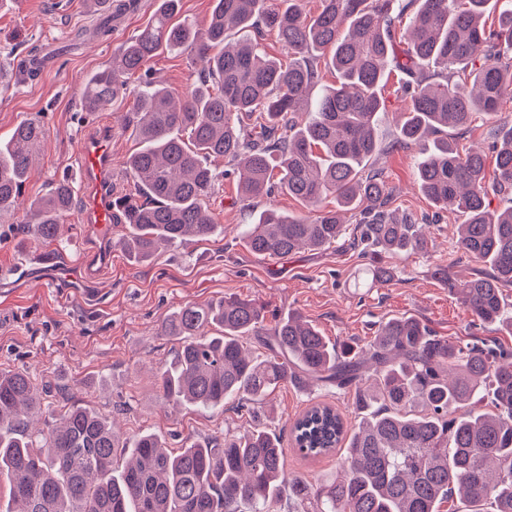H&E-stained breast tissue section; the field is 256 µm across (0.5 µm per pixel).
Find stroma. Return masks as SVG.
Wrapping results in <instances>:
<instances>
[{
	"instance_id": "stroma-1",
	"label": "stroma",
	"mask_w": 512,
	"mask_h": 512,
	"mask_svg": "<svg viewBox=\"0 0 512 512\" xmlns=\"http://www.w3.org/2000/svg\"><path fill=\"white\" fill-rule=\"evenodd\" d=\"M155 0L113 15L108 35L93 33L96 19L85 0H0V139L8 140L22 120L37 119L45 138L35 154L22 203L46 196L54 183L78 164L76 147L95 124L112 127V189L120 196L137 189L123 162L140 149L133 128L124 124L129 110L118 99L97 112L81 106L88 77L105 66L113 50L152 18ZM155 80L184 89L197 64L177 51L161 52L151 63ZM392 192L391 211L429 217L425 252L395 258L389 283L359 286L371 262L370 250L355 247L350 236L317 250L287 256H259L238 233L253 212L275 204L302 215L305 207L288 195L242 203L235 178L219 180L209 205L223 229L206 240L163 248L148 263L134 262L117 244L124 225H113L108 238L78 224L82 193H75L64 216L63 247L42 245L14 219L0 220V370L27 371L37 385L50 388L55 407L81 406L112 419L128 436L144 431L162 437L170 449L185 439L223 438L263 423L281 438L286 476L311 481L341 471L340 455L311 459L294 448L290 428L311 404L335 407L354 425L355 396L310 383L283 384L253 412L236 403L221 409L172 407L157 385V375L178 346L161 335L169 314L191 302L204 305L234 295L264 304L284 316L298 312L313 320L330 341L366 344L380 323L412 316L433 334L460 343L485 341L512 348V332L474 324L455 295L432 275L447 267L456 283L474 278L480 262L464 253L457 226L462 214L436 211L416 184L414 153L399 149L371 158Z\"/></svg>"
}]
</instances>
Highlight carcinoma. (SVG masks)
<instances>
[{"mask_svg": "<svg viewBox=\"0 0 512 512\" xmlns=\"http://www.w3.org/2000/svg\"><path fill=\"white\" fill-rule=\"evenodd\" d=\"M180 0H158L151 22L112 53L82 92L93 112L118 95L133 98L127 115L142 148L124 162L138 197L118 201L127 232L119 246L136 262L188 237L206 239L218 227L207 201L225 173L239 177L243 201L285 193L312 211L303 218L270 205L254 216L243 240L255 254L286 256L321 249L343 235V213L358 211L353 242L373 254H410L427 246L425 225L387 210L391 190L377 170L362 171L380 153L381 89L399 77L409 103L393 149L420 146L419 191L439 210L464 216L459 244L490 271L457 285L448 268L433 275L474 320L512 328L501 288L512 285V206L498 212L489 192L512 195V124L496 134L495 168L486 156L460 153L448 130L477 112L498 114L512 96V9L486 25L492 0H213L208 27L175 22ZM410 19L408 32L401 31ZM287 49L271 56L268 32ZM186 51L201 64L193 87L178 91L154 81L148 64L160 52ZM336 74L308 120L322 68ZM253 123L246 124L244 119ZM45 137L36 119L21 121L0 142V219L13 216ZM334 197L336 208L322 206ZM73 190L59 180L29 205L20 225L55 243ZM366 279L382 284L393 269L372 261ZM162 334L178 339L158 386L178 407L220 409L259 403L282 383L314 380L354 390L356 427L329 405L311 407L291 428L294 444L316 458L342 447L343 474L313 484L284 477L279 435L260 426L216 439L187 440L170 452L152 433L131 451L115 426L78 406L57 415L42 404L25 371L0 372V474L11 512H278L288 482L293 512H441L458 497L465 512H512V349L460 345L434 336L415 318L382 323L363 346L337 344L298 313L266 323L265 306L226 297L205 307L186 303ZM258 339L268 353L249 347ZM489 399L493 412H461ZM43 421V427L32 423Z\"/></svg>", "mask_w": 512, "mask_h": 512, "instance_id": "obj_1", "label": "carcinoma"}]
</instances>
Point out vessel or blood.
I'll return each mask as SVG.
<instances>
[{
	"label": "vessel or blood",
	"instance_id": "vessel-or-blood-1",
	"mask_svg": "<svg viewBox=\"0 0 512 512\" xmlns=\"http://www.w3.org/2000/svg\"><path fill=\"white\" fill-rule=\"evenodd\" d=\"M79 173L84 210L78 221L105 228L115 221V193L112 190V148L105 137L83 141L79 148Z\"/></svg>",
	"mask_w": 512,
	"mask_h": 512
}]
</instances>
